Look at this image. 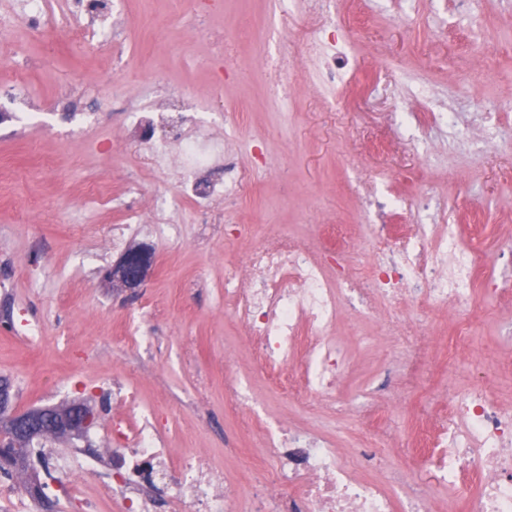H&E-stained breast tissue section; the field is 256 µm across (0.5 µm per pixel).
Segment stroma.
<instances>
[{"mask_svg":"<svg viewBox=\"0 0 512 512\" xmlns=\"http://www.w3.org/2000/svg\"><path fill=\"white\" fill-rule=\"evenodd\" d=\"M19 0H0V88H19L40 107V121L0 125V379L10 382L18 410L97 397L102 383L118 380L141 402L170 412L167 438L175 454L208 449L224 461V441L253 448L265 422L288 419L311 428L302 399L284 393L251 363L241 327L224 312V268L250 248L233 240L229 224L264 217L317 250L327 243L321 224H366V191L430 194L436 224H476V244L486 266L512 245V139L487 144L484 116L497 114L512 127V0H473L471 14L448 11V0H334L340 33H352L353 52L364 62L351 85L323 83L309 58L305 32L320 19L307 0H294V19L283 37L292 59L287 111L270 99L266 75L255 67L267 45L272 0H224L221 13L196 10L194 0H127L129 25L109 45L74 41L45 25L34 33L8 24ZM414 23L399 26V12ZM232 37L233 57L224 55ZM428 85L431 99L417 90ZM203 109L220 102L214 131L230 149L241 182L209 220L181 204L171 224H150L131 237L147 245L153 264L141 292L129 294L105 280L119 259L105 244L120 218L90 201L88 186L121 192L128 178L142 188L141 207L157 196L174 197V181L152 165L126 126L129 110L158 97ZM436 112L461 121L434 124ZM381 142L380 155L371 148ZM273 164L254 170L251 144ZM154 313L162 344L151 356L124 340L125 326L142 306ZM22 308L42 325L37 342L14 333L8 321ZM474 358L451 351L453 328L444 310L427 314L428 350L419 380L444 390L463 389L492 376L503 397L512 396V294L477 292ZM397 329L373 317L346 315L336 335L348 349L349 368L337 386L347 400L365 393L401 349ZM371 346L359 343L361 335ZM195 352L179 357L184 338ZM238 352L233 373L248 379L258 403L250 426L224 407V353ZM414 386L402 389L381 426L387 443L408 442L409 423L427 407Z\"/></svg>","mask_w":512,"mask_h":512,"instance_id":"35a3bbf8","label":"stroma"}]
</instances>
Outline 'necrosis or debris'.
I'll use <instances>...</instances> for the list:
<instances>
[{
  "label": "necrosis or debris",
  "instance_id": "1",
  "mask_svg": "<svg viewBox=\"0 0 512 512\" xmlns=\"http://www.w3.org/2000/svg\"><path fill=\"white\" fill-rule=\"evenodd\" d=\"M309 9L324 20L308 43L309 53L330 77L346 78L359 64L348 54L345 38L330 34L335 24L331 0H309ZM133 119L145 124L142 150L157 167L174 172L180 198L196 211L211 212L233 196L234 178L204 185L197 180L200 171L227 165L224 141L214 136L207 113H137ZM139 194L136 182L128 183L121 197L102 187L94 192L122 223H170L177 200L158 198L146 215L134 205ZM366 204L377 218L367 227L374 242L369 279L332 269L335 261L357 260L356 239L345 224L336 225V245L322 255L293 237L264 236L254 224L235 226L236 237L257 244L224 270V310L243 328L255 367L332 416L345 411L336 388L348 355L333 330L346 313L392 315L404 302L423 311L447 310L458 324L454 348L459 351L469 346L464 321L474 309L475 287L501 293L512 287L485 270L460 225L387 224L383 217L394 200L373 196ZM101 392L133 416L112 423L109 488L116 512H153L152 502L140 494L150 487L166 493L170 512H249L254 498L257 512H427L439 487L448 490V512H512V406L503 405L487 387L448 392L439 414L418 418L413 447L427 475L424 484H416L403 467L389 468L377 429L365 432L346 457L326 428L308 431L282 421L262 430L260 479L249 489L230 479L203 449L174 455L157 407L138 402L116 383ZM38 466L43 481L36 499L22 492L10 473L0 472L5 512H39V503L52 500L89 512L92 501L77 479L99 475L102 456L44 453Z\"/></svg>",
  "mask_w": 512,
  "mask_h": 512
}]
</instances>
